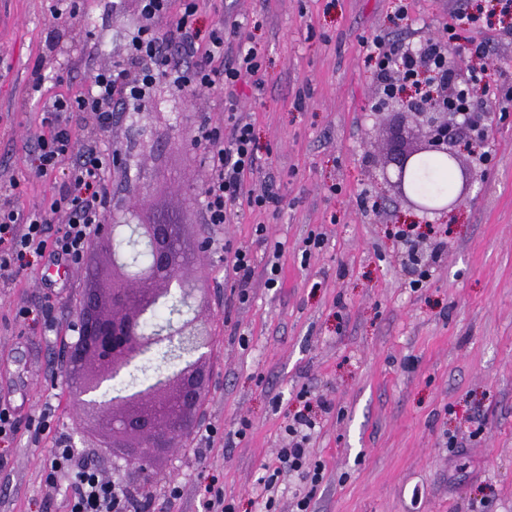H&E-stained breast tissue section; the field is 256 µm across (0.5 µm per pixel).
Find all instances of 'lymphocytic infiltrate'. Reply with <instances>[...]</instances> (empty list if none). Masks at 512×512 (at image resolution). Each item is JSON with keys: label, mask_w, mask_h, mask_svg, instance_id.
Returning <instances> with one entry per match:
<instances>
[{"label": "lymphocytic infiltrate", "mask_w": 512, "mask_h": 512, "mask_svg": "<svg viewBox=\"0 0 512 512\" xmlns=\"http://www.w3.org/2000/svg\"><path fill=\"white\" fill-rule=\"evenodd\" d=\"M170 0H141L143 25L129 40L125 57L111 68L96 72L85 91L75 98H57L44 107L42 130L36 137L35 169L55 171L69 153L76 160L64 174L60 190L45 206L24 211L13 198L0 194V280L6 281L27 268L31 259L52 266L71 267L89 253L96 225L104 223L112 210V196L105 174L112 157L101 141L112 127V106L122 99L147 103L157 85L175 90L218 89L226 92L223 126L204 119L198 124L194 144L207 158L208 176L203 185V213L207 223H237L244 210L262 212L278 206L280 196L270 190L247 188V175L259 169L254 128L240 110L238 87L243 74H257L261 62L255 48L228 56L224 44L238 38L239 23H217L209 32L198 26L201 0H180L177 13H170ZM445 35L428 39L418 52L373 40L367 57L375 61L377 79H384L389 65H397L406 78H415L419 66H428L435 80L446 81L454 71L443 50ZM87 113L92 133L80 138L64 124L63 114ZM65 222L53 241L45 234L57 214ZM316 423L308 409L293 416L287 428L290 441L272 464L273 476L264 478L266 493L275 494L274 477L295 472L318 486L320 468H309L308 448ZM50 481L66 480L68 512H138L136 496L126 487L102 477L87 460L76 455L67 440H60L48 474Z\"/></svg>", "instance_id": "1"}]
</instances>
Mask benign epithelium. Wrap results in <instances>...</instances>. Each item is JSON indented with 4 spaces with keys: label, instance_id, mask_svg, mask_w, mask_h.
I'll list each match as a JSON object with an SVG mask.
<instances>
[{
    "label": "benign epithelium",
    "instance_id": "obj_1",
    "mask_svg": "<svg viewBox=\"0 0 512 512\" xmlns=\"http://www.w3.org/2000/svg\"><path fill=\"white\" fill-rule=\"evenodd\" d=\"M402 83L400 72L388 71L380 107L413 116L419 138L391 158L394 174L382 167V179L412 210L453 211L474 186L461 149L475 154L486 117L484 100L472 91L473 111L461 112L446 102V85L433 103L399 92ZM427 157L446 160L460 172L462 187L455 197L432 199L413 189L412 170ZM126 228L147 256L143 265L121 248ZM95 237L110 252L112 277L102 294L88 289L83 295L67 376L75 382L83 414L112 436L113 454L123 459L128 473L145 475L157 454L175 446L199 408L216 336L203 312L205 288L186 273L179 225L164 219L102 224ZM166 304L172 305L170 317L147 329L153 311Z\"/></svg>",
    "mask_w": 512,
    "mask_h": 512
}]
</instances>
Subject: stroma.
Wrapping results in <instances>:
<instances>
[{
	"instance_id": "stroma-1",
	"label": "stroma",
	"mask_w": 512,
	"mask_h": 512,
	"mask_svg": "<svg viewBox=\"0 0 512 512\" xmlns=\"http://www.w3.org/2000/svg\"><path fill=\"white\" fill-rule=\"evenodd\" d=\"M49 0H0V189L18 183L19 206L32 208L58 188L60 174L33 166L44 101L75 97L87 78L125 55L139 22L138 0H83V37ZM497 0H206L201 30L238 21L261 55L262 88L242 83L241 109L254 125L262 166L249 188L272 189L280 209L244 212L238 223L203 219L204 155L190 141L201 119L224 121L221 92L158 86L146 105H116L103 142L125 165L109 171L114 199L147 198L143 218L163 214L181 226L188 270L206 288L216 333L206 398L188 432L161 454L146 481V512H202L215 484L237 512H295L297 475L277 478L279 492L258 490L286 427L304 404L315 407L311 464L323 480L310 512H512V14ZM475 16L458 28L450 58L475 68L470 50L489 42L486 159L480 196L460 209H409L372 176L386 161L390 120L379 108L366 44L383 37L416 50L455 13ZM45 80L32 93L34 71ZM267 227L258 242L256 224ZM419 239L412 265L399 234ZM212 241L207 261L193 259L199 233ZM322 236L317 247L307 238ZM247 247L255 274L247 300L224 275L223 245ZM282 245L277 287L266 266ZM428 277L412 287L419 270ZM41 262L0 282V403L17 431L0 468V512H63L65 483L48 484L55 439L115 474L100 454L105 437L75 405L62 376L87 282L72 266L64 288H43ZM50 310L55 332L21 318ZM331 402V410L319 401ZM214 446L194 453L196 428ZM244 428L233 447L225 431ZM180 488L170 495L169 485Z\"/></svg>"
}]
</instances>
